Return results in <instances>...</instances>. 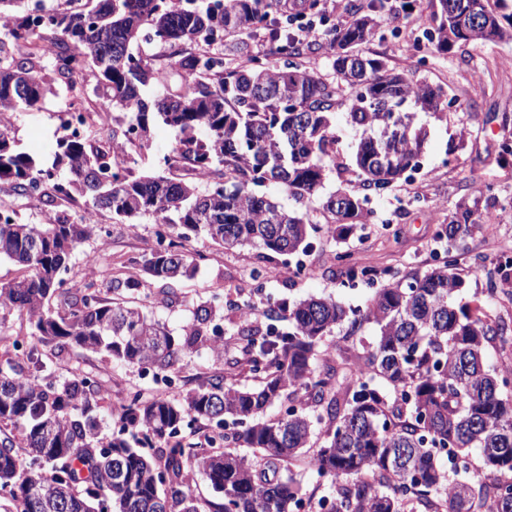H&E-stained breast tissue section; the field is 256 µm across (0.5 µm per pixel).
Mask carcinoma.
I'll return each mask as SVG.
<instances>
[{"label": "carcinoma", "instance_id": "obj_1", "mask_svg": "<svg viewBox=\"0 0 512 512\" xmlns=\"http://www.w3.org/2000/svg\"><path fill=\"white\" fill-rule=\"evenodd\" d=\"M433 25L424 49L446 51L459 42H512L507 0H430ZM384 0H347L349 18L331 22L326 3L307 0L287 14L281 0H95L86 11L51 8L40 18L25 0H0V184L21 196L54 194L38 223H21L0 211V259L23 274L0 283V314L19 312L30 326L27 357L41 362L42 347L103 354L114 362L170 372L205 347L220 352L224 335L243 344L252 387L215 375L182 397L132 395L119 427L101 435L102 384L83 371L63 380L26 375L0 365V421L23 425L25 448L0 441V491L15 512H292L303 500L300 483L282 470L310 447L316 427L323 445L314 467L331 479L327 512H512V368L487 361V344L507 343L508 326L494 320L480 300L461 302L465 280L455 253L490 214L498 199L463 201L437 231L446 243L440 264L378 289L359 309L330 297L278 299L249 320L224 328L220 304L197 305L173 334L134 300L102 297L89 281L70 287L73 251L95 235L94 225L52 208L77 192L88 210L107 211L119 224L142 217L157 224L156 248L142 268L166 289L196 273L192 258L166 241L165 226L182 237L204 235L227 248L251 246L279 254L304 253L317 230L310 204L317 200L331 220L333 239L369 223V194H379L420 168L430 128L415 113L446 119L453 105L444 89L415 79L360 47L380 26ZM263 25L275 63L251 54L242 39ZM315 27L312 35L299 32ZM174 48L168 70L153 68L132 52L146 34ZM224 51L189 52L186 44ZM328 53L336 75L327 80L307 58ZM91 71L94 93L111 112L131 119L124 141L90 142L68 133L57 138L46 164L19 150L4 117L46 96L77 102L87 95L78 78ZM182 78L173 93L145 96L147 87ZM357 135L352 160L362 193L338 190L321 196L336 162V116ZM177 132L165 169L135 173L128 158L146 147L154 130ZM288 149L294 159L275 169L268 159ZM65 168L70 179L57 178ZM173 169L214 175V186L171 175ZM272 183L300 209L286 210L259 188ZM337 253L349 281L371 282L376 272ZM57 302V307L50 306ZM356 333L376 327L370 350L353 366L316 373L325 336L344 323ZM301 393L308 412L293 404L265 417L277 402ZM208 423L216 448L200 453L179 438L192 422ZM254 448L251 459L236 452ZM481 465L444 466L443 450ZM202 473L219 501H199L190 476Z\"/></svg>", "mask_w": 512, "mask_h": 512}]
</instances>
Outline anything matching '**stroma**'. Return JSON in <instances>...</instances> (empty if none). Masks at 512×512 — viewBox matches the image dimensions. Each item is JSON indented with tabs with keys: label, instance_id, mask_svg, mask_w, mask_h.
Instances as JSON below:
<instances>
[{
	"label": "stroma",
	"instance_id": "35a3bbf8",
	"mask_svg": "<svg viewBox=\"0 0 512 512\" xmlns=\"http://www.w3.org/2000/svg\"><path fill=\"white\" fill-rule=\"evenodd\" d=\"M407 2L388 0L382 30L364 50L441 85L456 104L443 122L417 113L416 122L429 125L431 130L422 170L412 180L372 196L374 217L369 224L358 227L347 241L337 243L321 226L323 214L315 213L320 226L311 234L307 252L298 256L272 252L263 256L255 248L225 249L206 236L191 237L184 241L183 249L194 258L197 272L193 278L178 282L166 296L145 278L141 268L143 259L156 246V224L143 217L131 230L103 211L98 218L110 233L108 247H101L95 237L83 244L72 258L70 276L97 282L112 275L140 279L137 299L144 311L165 321L176 333L193 306L216 295L227 305L248 303L259 309L282 297L330 295L355 309L386 285L388 276L422 273L443 259L445 244L437 239L436 232L447 223L460 200L484 188L491 189L500 201L512 200V162L499 159L502 142L512 140V67L503 63L505 57L512 56V43H458L448 52H433L425 60H417L409 56L407 47L422 39L427 13L419 6L407 9ZM59 107V99L50 96L35 107L9 115L11 135L21 150L42 153L62 135ZM468 243V252L457 258V269L466 281L461 294L465 302L483 298L486 288L485 279L470 276V267L480 264L485 271H494L498 256L512 252V209L494 210L492 219L475 231ZM90 251L98 254L92 266L84 261ZM339 252L347 253L352 264L381 271V278L369 285L350 286L335 260ZM301 262L306 264V271H298ZM259 267L266 270L260 291L254 281ZM42 359L58 379L80 369L101 381L105 389L104 426L108 429L114 427L127 398L138 391L148 397L163 393L176 399L185 388L214 374L237 385L252 382L245 356L232 340L225 341L222 353L203 348L185 357L176 372V385L168 389L153 383L151 374L138 367L119 366L104 356L76 348L57 357L46 353Z\"/></svg>",
	"mask_w": 512,
	"mask_h": 512
}]
</instances>
